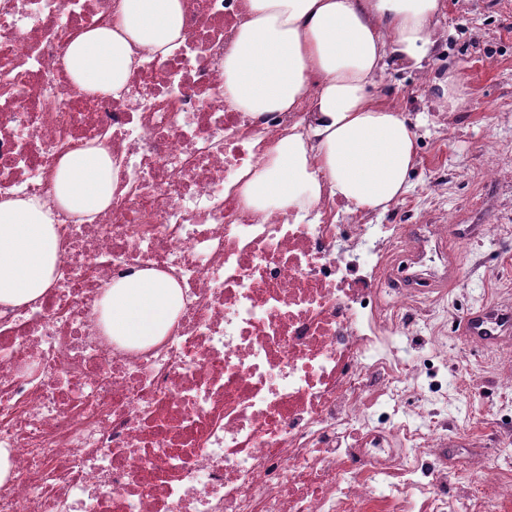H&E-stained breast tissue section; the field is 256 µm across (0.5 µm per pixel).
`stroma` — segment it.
Returning a JSON list of instances; mask_svg holds the SVG:
<instances>
[{
	"label": "stroma",
	"instance_id": "obj_1",
	"mask_svg": "<svg viewBox=\"0 0 512 512\" xmlns=\"http://www.w3.org/2000/svg\"><path fill=\"white\" fill-rule=\"evenodd\" d=\"M440 24L448 41L438 47L428 63L439 75L461 71V103L446 134H439L437 92L422 94L419 71L388 65L377 77L372 95L401 108L415 131L416 161L408 176L407 193L383 214H373L376 224H418L427 218L426 203L440 175H447L448 190L437 208L453 218L448 228L449 347L465 351L468 364L480 363L479 352L468 350L464 325L476 314L487 291L486 269H500L512 280V242L483 239L475 225L500 219L512 225V209L501 202L512 198V0H444ZM499 168L497 181L483 180L482 170ZM453 413L460 424L474 426L470 441L488 464L503 467L502 448L512 445V403H503L494 383L466 393Z\"/></svg>",
	"mask_w": 512,
	"mask_h": 512
}]
</instances>
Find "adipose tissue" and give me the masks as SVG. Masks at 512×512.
I'll list each match as a JSON object with an SVG mask.
<instances>
[{
	"label": "adipose tissue",
	"instance_id": "adipose-tissue-1",
	"mask_svg": "<svg viewBox=\"0 0 512 512\" xmlns=\"http://www.w3.org/2000/svg\"><path fill=\"white\" fill-rule=\"evenodd\" d=\"M442 8L443 0H249L251 19L224 59L228 94L251 112H289L308 97L313 104L304 133L277 142L269 169L245 182L244 201L286 209L326 194L352 213H382L397 202L407 191L414 136L399 109L368 88L388 59L420 67L436 45ZM182 29L181 0H121L113 27L81 34L63 65L85 89L116 95L135 48L167 52ZM117 180L108 154L85 148L61 160L55 208L0 200V306H28L52 284L55 211L99 212ZM182 304L172 277L140 271L113 282L101 322L119 344L148 346L167 334Z\"/></svg>",
	"mask_w": 512,
	"mask_h": 512
}]
</instances>
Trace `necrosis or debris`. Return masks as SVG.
Instances as JSON below:
<instances>
[{
	"mask_svg": "<svg viewBox=\"0 0 512 512\" xmlns=\"http://www.w3.org/2000/svg\"><path fill=\"white\" fill-rule=\"evenodd\" d=\"M182 3V39L139 50L114 96L62 60L120 0H0V199L54 206L60 160L86 147L119 168L105 209L58 217L45 294L0 307V512H501L512 477L477 452L449 470L456 420L396 349L422 327L435 359H459L434 316L445 292L386 287L438 274L447 224L381 225L364 271L369 215L339 226L326 196L246 207L241 186L309 104L236 106L224 59L248 0ZM140 270L171 275L183 307L159 343L126 349L99 302ZM488 378L512 396L511 351L448 389Z\"/></svg>",
	"mask_w": 512,
	"mask_h": 512,
	"instance_id": "necrosis-or-debris-1",
	"label": "necrosis or debris"
}]
</instances>
